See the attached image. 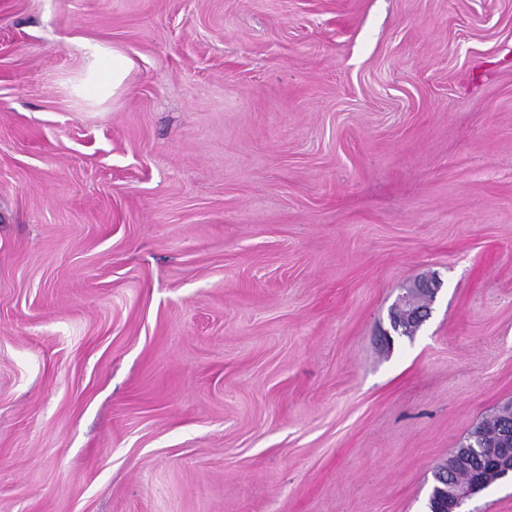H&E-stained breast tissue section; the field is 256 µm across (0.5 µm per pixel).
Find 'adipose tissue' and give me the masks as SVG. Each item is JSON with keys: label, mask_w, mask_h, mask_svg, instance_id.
Returning a JSON list of instances; mask_svg holds the SVG:
<instances>
[{"label": "adipose tissue", "mask_w": 512, "mask_h": 512, "mask_svg": "<svg viewBox=\"0 0 512 512\" xmlns=\"http://www.w3.org/2000/svg\"><path fill=\"white\" fill-rule=\"evenodd\" d=\"M81 50L87 60L84 80L91 84L97 100H105L123 88L134 67L128 56L101 43L82 44Z\"/></svg>", "instance_id": "1"}]
</instances>
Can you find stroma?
<instances>
[{"instance_id": "1", "label": "stroma", "mask_w": 512, "mask_h": 512, "mask_svg": "<svg viewBox=\"0 0 512 512\" xmlns=\"http://www.w3.org/2000/svg\"><path fill=\"white\" fill-rule=\"evenodd\" d=\"M509 402L512 0H0V512H428ZM79 46L87 60L82 81L91 84L99 101L114 96L125 85L134 67L133 61L117 48L105 44L81 43Z\"/></svg>"}]
</instances>
